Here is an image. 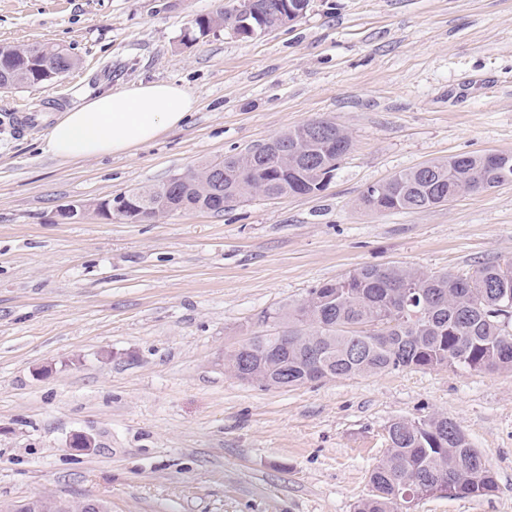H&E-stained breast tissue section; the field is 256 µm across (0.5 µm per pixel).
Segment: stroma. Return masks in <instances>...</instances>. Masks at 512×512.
I'll list each match as a JSON object with an SVG mask.
<instances>
[{
    "label": "stroma",
    "instance_id": "1",
    "mask_svg": "<svg viewBox=\"0 0 512 512\" xmlns=\"http://www.w3.org/2000/svg\"><path fill=\"white\" fill-rule=\"evenodd\" d=\"M228 0H0V44L78 65L0 91V503L112 512H354L398 419L444 415L492 467L485 497L413 512H512V372L406 369L266 389L224 370L264 314L363 266L472 272L512 259V185L372 213L371 184L464 152H512V0H312L299 22L194 42ZM198 106L130 154L63 161L54 116L138 81ZM39 112L18 132L8 116ZM352 140L314 196H257L151 223L87 215L315 118ZM94 446L78 453L74 434ZM224 8L215 13L198 16L194 19L192 29L184 34V38L190 41H196L200 37L209 35L210 32L224 28Z\"/></svg>",
    "mask_w": 512,
    "mask_h": 512
}]
</instances>
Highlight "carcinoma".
Instances as JSON below:
<instances>
[{
    "mask_svg": "<svg viewBox=\"0 0 512 512\" xmlns=\"http://www.w3.org/2000/svg\"><path fill=\"white\" fill-rule=\"evenodd\" d=\"M273 0H255L248 22L255 31L278 24ZM224 9L194 19L184 38L195 41L224 27ZM78 65L59 44L0 45V82L13 88L55 81ZM293 162L254 174L238 165L242 154L203 164L221 167L224 180L165 182L129 191L112 200V212L129 223L150 211L203 210L219 214L220 203L249 196L279 198L322 191L351 140L306 142L298 128L279 134ZM512 183V154L464 153L401 172L366 191L360 206L374 213L425 211L463 194ZM417 280L415 296L407 283ZM307 307L290 305L275 312L288 324V335L300 337L279 362L262 368L278 373L288 368V385L317 380L309 370V354L318 350L327 377L350 378L404 369L449 367L462 371L512 370V262L484 264L471 275L429 273L407 267L363 266L346 277L312 288ZM398 439L369 476L370 490L355 512H399L403 492L427 496H484L497 489L495 472L459 425L446 416L422 421L398 420Z\"/></svg>",
    "mask_w": 512,
    "mask_h": 512,
    "instance_id": "cac0c4a2",
    "label": "carcinoma"
}]
</instances>
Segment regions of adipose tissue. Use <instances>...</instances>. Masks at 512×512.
Masks as SVG:
<instances>
[{"instance_id": "adipose-tissue-1", "label": "adipose tissue", "mask_w": 512, "mask_h": 512, "mask_svg": "<svg viewBox=\"0 0 512 512\" xmlns=\"http://www.w3.org/2000/svg\"><path fill=\"white\" fill-rule=\"evenodd\" d=\"M196 108V98L177 82L131 83L56 117L43 149L62 160L125 155L180 127Z\"/></svg>"}]
</instances>
